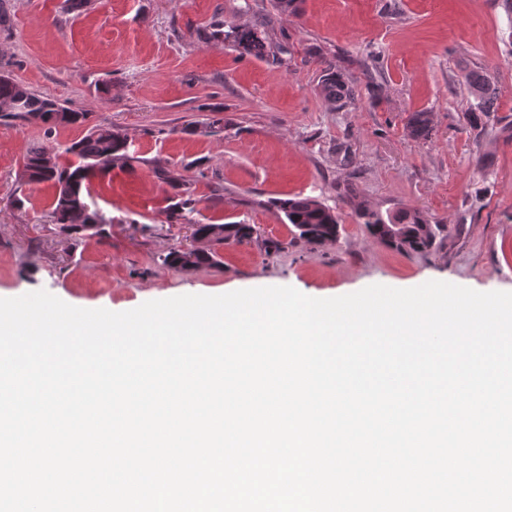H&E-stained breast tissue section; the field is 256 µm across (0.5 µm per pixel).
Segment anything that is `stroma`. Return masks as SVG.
<instances>
[{
  "instance_id": "stroma-1",
  "label": "stroma",
  "mask_w": 512,
  "mask_h": 512,
  "mask_svg": "<svg viewBox=\"0 0 512 512\" xmlns=\"http://www.w3.org/2000/svg\"><path fill=\"white\" fill-rule=\"evenodd\" d=\"M63 0H0V73L126 134L136 161L94 182L91 199L110 223L101 237L67 240L51 224V184L24 185L25 146L64 148L76 126L46 132L0 124V297L45 290L76 307L115 312L181 294L290 286L315 298L371 284L411 288L439 280L512 292V131L483 133L467 114L463 81L485 66L512 117V14L501 0H303L275 24L282 61L242 57L205 33L214 21L252 24L272 0H93L81 14ZM346 70L359 91L344 108L317 90L310 48ZM380 73L367 92L359 68ZM430 113L414 139L410 113ZM223 119L213 134L188 124ZM159 158L192 182L201 222L255 225L257 241L221 245L222 267L175 271L162 264L189 246L191 228L166 223L171 189L153 175ZM382 213H428L448 233L430 255L392 250L358 224L349 195ZM25 197L23 208L10 204ZM313 197L341 224L337 240L294 239L271 203ZM281 242L267 251L264 240Z\"/></svg>"
}]
</instances>
